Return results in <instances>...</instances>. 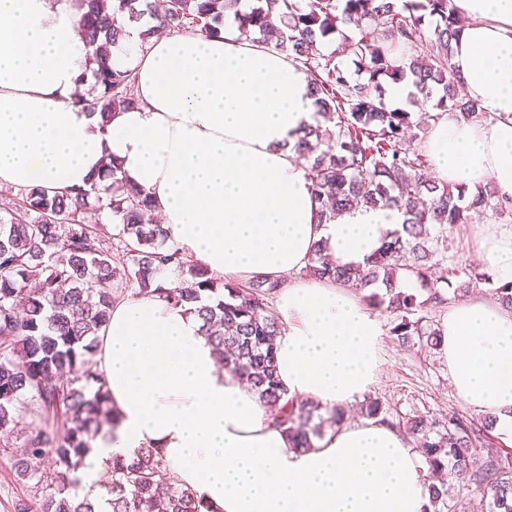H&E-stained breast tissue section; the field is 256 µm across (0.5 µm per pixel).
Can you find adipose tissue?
I'll return each instance as SVG.
<instances>
[{
	"label": "adipose tissue",
	"instance_id": "adipose-tissue-1",
	"mask_svg": "<svg viewBox=\"0 0 512 512\" xmlns=\"http://www.w3.org/2000/svg\"><path fill=\"white\" fill-rule=\"evenodd\" d=\"M464 20L452 64L484 119L448 113L426 142L438 177L493 183L512 199V0H453ZM65 0H0V190L73 194L107 160L151 196L170 245L228 281L284 280L276 309L280 384L288 397L350 406L373 390L379 323L350 290L306 276L325 243L341 264H365L402 215L358 206L319 223L294 146L316 112L308 75L285 55L240 39L138 36L113 48L133 69L137 107L109 123L72 104L92 65ZM479 258L512 281V225L477 224ZM196 317L155 294L116 303L97 369L117 419L77 472L80 494L103 503L113 459L155 450L167 477L195 489L209 512H433L419 455L403 433L369 420L300 453L271 409L222 368ZM456 395L494 417L512 441V312L477 294L441 324Z\"/></svg>",
	"mask_w": 512,
	"mask_h": 512
}]
</instances>
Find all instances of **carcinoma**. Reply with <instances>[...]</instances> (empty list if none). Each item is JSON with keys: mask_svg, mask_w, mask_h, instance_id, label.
<instances>
[{"mask_svg": "<svg viewBox=\"0 0 512 512\" xmlns=\"http://www.w3.org/2000/svg\"><path fill=\"white\" fill-rule=\"evenodd\" d=\"M76 31L95 65L91 93L75 104L99 114L102 124L116 112L139 104L135 75L116 70L108 47L129 35V24L156 21L141 31L149 41L154 29L172 34L217 35L229 13L240 34L259 36L286 54L310 77L317 114L328 125L308 126L296 144L309 188L319 203L318 220L362 202L403 214L401 228L363 267L338 266L317 248L307 272L341 286L372 288L369 305L395 315L391 335L403 347L437 349L442 334L429 305L446 298L435 268L444 233L471 224L488 213L509 209L495 189L473 194L429 178L411 146V113L385 101L383 80H408L412 100H436L438 113L457 112L483 119L478 103L463 97L451 59L461 25L452 0H169L159 11L152 0H76ZM338 37V50L326 54L325 41ZM347 55L363 82L351 80L338 60ZM118 164H106L104 187L94 182L74 197L49 196L31 186L7 216L0 217V455L11 460L17 479L32 482V496L15 502L13 512H99L78 494L77 471L90 441L109 422L110 406L96 369L99 333L114 304L127 294L156 293L187 308L200 322L223 367L244 377L260 399L274 409L273 425L304 452L315 447L328 428H339L347 412L308 400L285 398L276 376L274 341L282 323L267 313L268 300L282 287L254 277L219 282L199 264L167 243L163 225L151 222L153 203L141 188L123 183ZM111 215V224H87L81 218L90 198ZM122 250L121 265L113 251ZM174 270L189 288H166L162 273ZM459 295L475 280L490 276L461 269ZM414 283L427 299L404 287ZM35 402L37 422L23 436L22 452L12 438L18 407ZM489 416L446 419L406 415L391 423L416 440L432 480L435 512H456L448 504L453 477L467 473L471 484L491 494L492 512H512V453L484 451L493 430ZM163 460L149 448L115 459L108 478L110 512H201L203 499L189 488L158 479Z\"/></svg>", "mask_w": 512, "mask_h": 512, "instance_id": "obj_1", "label": "carcinoma"}]
</instances>
